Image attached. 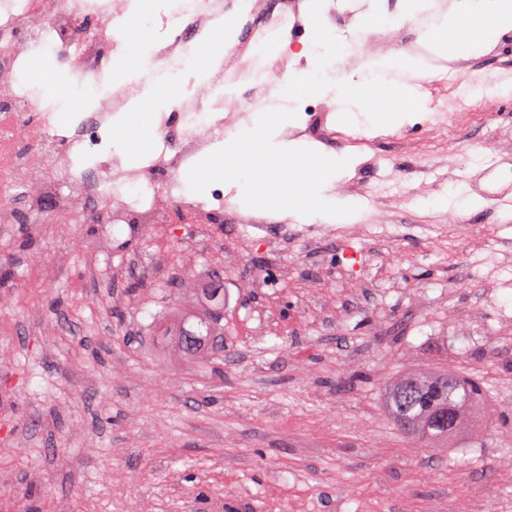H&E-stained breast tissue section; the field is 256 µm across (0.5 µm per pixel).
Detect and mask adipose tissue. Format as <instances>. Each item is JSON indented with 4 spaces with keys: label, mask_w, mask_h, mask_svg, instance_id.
<instances>
[{
    "label": "adipose tissue",
    "mask_w": 512,
    "mask_h": 512,
    "mask_svg": "<svg viewBox=\"0 0 512 512\" xmlns=\"http://www.w3.org/2000/svg\"><path fill=\"white\" fill-rule=\"evenodd\" d=\"M124 30L125 53L114 69L120 80L140 65L141 49L152 37L151 27L137 10L126 18ZM175 93L174 85L163 80L145 89L115 128L114 147L132 157L149 151L156 138L153 113ZM284 118L281 112H259L250 125L227 134L218 155L201 166L197 182L224 178L258 207L280 206L314 215L349 212L350 204L323 193L330 164L278 140L276 127Z\"/></svg>",
    "instance_id": "ef3b65f1"
}]
</instances>
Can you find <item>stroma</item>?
<instances>
[{
	"label": "stroma",
	"instance_id": "1",
	"mask_svg": "<svg viewBox=\"0 0 512 512\" xmlns=\"http://www.w3.org/2000/svg\"><path fill=\"white\" fill-rule=\"evenodd\" d=\"M349 41L375 23L373 58L421 52L408 0H337ZM273 60H217L237 79L228 131L253 113L279 139L350 164L332 183L355 217L309 220L225 191L224 211L165 213L151 239L101 238L14 200L0 227V512H512V101L431 118L454 68L512 77L506 29L433 61L425 107L386 126L346 124L336 94L309 115L253 83L306 68L307 15ZM364 139L356 147V139ZM477 207L461 205L464 197ZM272 229L237 236L239 219ZM224 288V362L181 355L175 320ZM460 373L484 400L428 444L394 424L385 389Z\"/></svg>",
	"mask_w": 512,
	"mask_h": 512
}]
</instances>
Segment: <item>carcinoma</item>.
<instances>
[{
  "mask_svg": "<svg viewBox=\"0 0 512 512\" xmlns=\"http://www.w3.org/2000/svg\"><path fill=\"white\" fill-rule=\"evenodd\" d=\"M210 312L181 320L174 335L188 356L204 354L210 361L224 353V289L208 288ZM482 401V390L462 375L410 374L393 384L387 393V407L396 425L405 433L426 441L446 437L457 426H448V409L460 416L466 407Z\"/></svg>",
  "mask_w": 512,
  "mask_h": 512,
  "instance_id": "carcinoma-1",
  "label": "carcinoma"
}]
</instances>
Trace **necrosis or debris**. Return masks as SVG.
I'll return each instance as SVG.
<instances>
[{
    "label": "necrosis or debris",
    "instance_id": "4bbe7bcc",
    "mask_svg": "<svg viewBox=\"0 0 512 512\" xmlns=\"http://www.w3.org/2000/svg\"><path fill=\"white\" fill-rule=\"evenodd\" d=\"M309 0H268L265 17L248 23L243 40L257 46L290 26L294 11H308ZM27 20L30 34L16 41L13 31ZM84 6H59L50 16H41L36 0H0V224L14 221L13 200L18 191L31 196L33 209L51 207L53 214L88 220L98 208H105L108 223L124 224L143 236H152L158 217L170 208L193 213L218 211L223 194L203 200L189 199L182 174L198 153L222 141L226 132L222 104L229 80L223 70L207 73L198 87L181 99L179 136L161 132V152L170 162L150 161L147 169L154 179H142L140 171L121 167L110 148L90 134L106 122L108 112L125 108L140 91L132 83L120 89L109 105H81L69 126H61L52 102L25 81L31 58L52 47L70 72H80L95 86H111L109 58L88 61L89 49L99 47L101 31L84 30ZM204 37L202 27L183 20L169 30L168 38L177 50L151 52L146 60L149 72L179 73L188 66L191 49ZM36 113L37 149L21 151L19 129L29 113Z\"/></svg>",
    "mask_w": 512,
    "mask_h": 512
}]
</instances>
